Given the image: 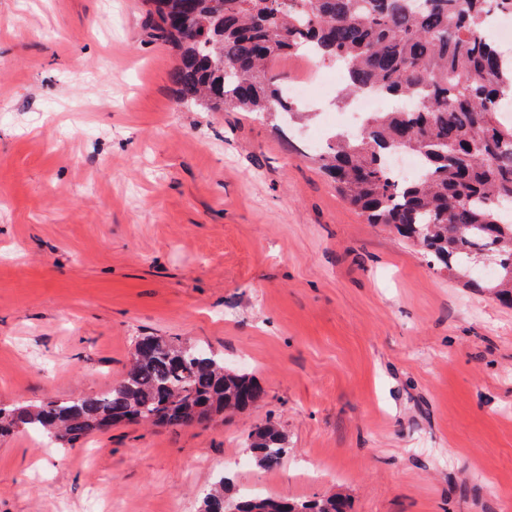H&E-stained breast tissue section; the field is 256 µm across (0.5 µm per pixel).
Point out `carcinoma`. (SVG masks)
<instances>
[{"label":"carcinoma","instance_id":"1","mask_svg":"<svg viewBox=\"0 0 512 512\" xmlns=\"http://www.w3.org/2000/svg\"><path fill=\"white\" fill-rule=\"evenodd\" d=\"M147 25L178 50L172 74L182 100L216 112L273 120L304 106L270 71L272 62L312 54L345 69L337 100L382 94L413 106L372 112L358 137L336 132L319 162L337 193L369 224H389L428 263L466 288L512 305V66L485 27L512 15V0H149ZM395 152L419 161L399 179ZM498 258L491 278L481 258ZM265 397L249 374L204 347L139 336L124 376L106 390L37 406L0 407V438L30 431L72 448L120 423L182 428L227 410L247 412ZM254 464L280 466L287 439L274 423L248 435ZM230 478L206 493L201 512H345L333 495L231 500Z\"/></svg>","mask_w":512,"mask_h":512}]
</instances>
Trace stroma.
I'll use <instances>...</instances> for the list:
<instances>
[{"label": "stroma", "instance_id": "35a3bbf8", "mask_svg": "<svg viewBox=\"0 0 512 512\" xmlns=\"http://www.w3.org/2000/svg\"><path fill=\"white\" fill-rule=\"evenodd\" d=\"M146 0H0V404L91 395L137 336L253 373L249 412L0 439V512H197L231 495L349 512L512 504V306L430 268L319 169L316 118L180 103ZM276 422L288 454L258 468ZM248 440L247 448L256 466L265 470L280 466L288 447L286 435L276 424L269 421L257 426L249 433ZM229 485L230 478L222 476L216 487L203 497L201 512H345L347 506L339 495L302 503L270 497L230 500Z\"/></svg>", "mask_w": 512, "mask_h": 512}]
</instances>
